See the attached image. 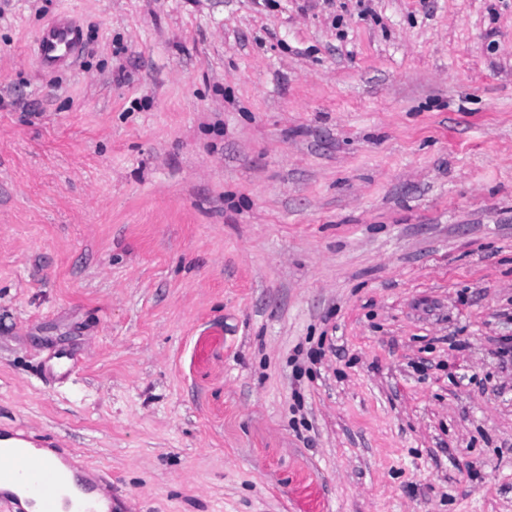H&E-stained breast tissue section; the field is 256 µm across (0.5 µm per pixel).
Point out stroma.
I'll return each instance as SVG.
<instances>
[{
    "label": "stroma",
    "instance_id": "35a3bbf8",
    "mask_svg": "<svg viewBox=\"0 0 512 512\" xmlns=\"http://www.w3.org/2000/svg\"><path fill=\"white\" fill-rule=\"evenodd\" d=\"M509 336L512 0H0V431L115 512H512ZM76 44L75 32L69 26L58 25L46 33L40 40V55L44 61L60 59L62 55H56L62 49L68 54ZM57 359L55 363V368L53 365L49 364L38 372V377L43 381H68L72 378L74 374L75 366L71 363L72 358L71 355L66 356H56ZM67 358L66 360H63Z\"/></svg>",
    "mask_w": 512,
    "mask_h": 512
}]
</instances>
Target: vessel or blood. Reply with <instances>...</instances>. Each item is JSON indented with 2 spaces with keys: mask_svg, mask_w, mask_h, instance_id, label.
I'll use <instances>...</instances> for the list:
<instances>
[{
  "mask_svg": "<svg viewBox=\"0 0 512 512\" xmlns=\"http://www.w3.org/2000/svg\"><path fill=\"white\" fill-rule=\"evenodd\" d=\"M76 44L75 32L67 25H60L46 33L40 40L43 60H55L59 51H72ZM20 448H0V479L11 480L24 491L23 496L7 495L10 512L20 506L37 507L38 512H112L111 502L101 501L97 487L90 482L71 481L65 465L69 453L57 449L55 457H46L26 471H13L10 461L19 456Z\"/></svg>",
  "mask_w": 512,
  "mask_h": 512,
  "instance_id": "1",
  "label": "vessel or blood"
}]
</instances>
